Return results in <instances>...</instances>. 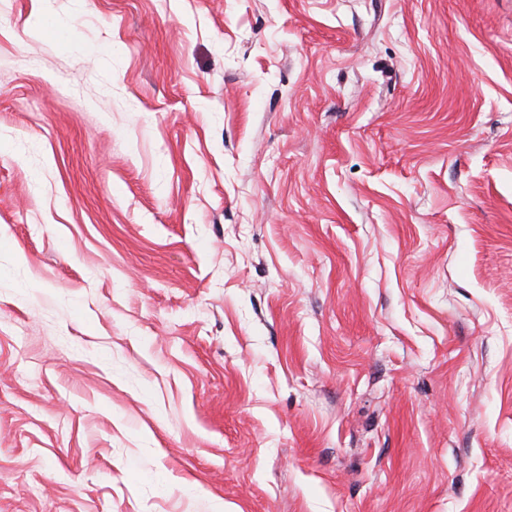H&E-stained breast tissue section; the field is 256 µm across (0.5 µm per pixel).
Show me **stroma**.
Here are the masks:
<instances>
[{"instance_id":"1","label":"stroma","mask_w":512,"mask_h":512,"mask_svg":"<svg viewBox=\"0 0 512 512\" xmlns=\"http://www.w3.org/2000/svg\"><path fill=\"white\" fill-rule=\"evenodd\" d=\"M0 0V512H512V0Z\"/></svg>"}]
</instances>
